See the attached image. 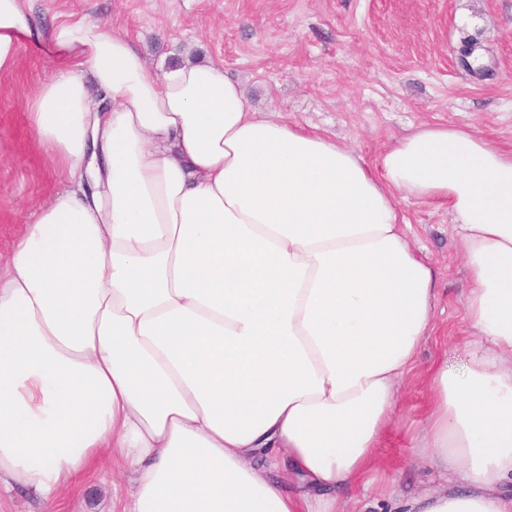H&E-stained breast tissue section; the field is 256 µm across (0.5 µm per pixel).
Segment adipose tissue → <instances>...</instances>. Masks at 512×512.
Returning <instances> with one entry per match:
<instances>
[{"label":"adipose tissue","instance_id":"ef3b65f1","mask_svg":"<svg viewBox=\"0 0 512 512\" xmlns=\"http://www.w3.org/2000/svg\"><path fill=\"white\" fill-rule=\"evenodd\" d=\"M30 2L0 0V78L23 40L55 52L26 107L67 185L0 270V486L53 506L107 450L133 483L121 512L390 493L377 449L437 299L401 195L453 214L478 338L462 373L430 370L414 453L446 484L407 512H512V150L424 123L372 167L251 108L223 64L156 68Z\"/></svg>","mask_w":512,"mask_h":512}]
</instances>
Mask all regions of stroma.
Wrapping results in <instances>:
<instances>
[{
	"label": "stroma",
	"mask_w": 512,
	"mask_h": 512,
	"mask_svg": "<svg viewBox=\"0 0 512 512\" xmlns=\"http://www.w3.org/2000/svg\"><path fill=\"white\" fill-rule=\"evenodd\" d=\"M37 16L108 26L150 63L183 56L222 62L251 107L275 112L354 148L367 163L423 122L470 127L512 148V0H34ZM483 58L476 76L458 61L463 39ZM13 91L0 94V255L22 236V215L63 183L34 145L25 100L52 72L48 47L26 41ZM407 235L437 272L433 328L402 385L377 450L393 498H363L357 512H392L432 485L413 455L433 365L464 369L468 274L447 207L399 199ZM111 460L57 496L58 512H117L128 482Z\"/></svg>",
	"instance_id": "35a3bbf8"
}]
</instances>
